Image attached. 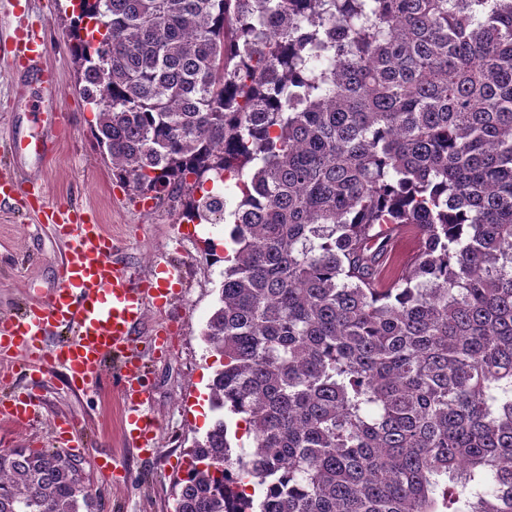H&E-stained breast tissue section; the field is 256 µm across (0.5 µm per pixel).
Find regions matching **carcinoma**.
<instances>
[{
  "label": "carcinoma",
  "instance_id": "cac0c4a2",
  "mask_svg": "<svg viewBox=\"0 0 512 512\" xmlns=\"http://www.w3.org/2000/svg\"><path fill=\"white\" fill-rule=\"evenodd\" d=\"M71 27L112 175L232 225L175 512H512V0H74ZM0 512L96 495L11 448Z\"/></svg>",
  "mask_w": 512,
  "mask_h": 512
}]
</instances>
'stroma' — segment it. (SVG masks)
<instances>
[{
	"label": "stroma",
	"instance_id": "35a3bbf8",
	"mask_svg": "<svg viewBox=\"0 0 512 512\" xmlns=\"http://www.w3.org/2000/svg\"><path fill=\"white\" fill-rule=\"evenodd\" d=\"M28 4L29 19L41 27L45 38V62L58 73V99L48 100L35 81L19 89L8 38L20 12L12 0H0V167L31 176L49 202L95 211L136 279L166 266L179 269L180 278L165 309L148 312L150 324L173 325L170 351L155 352L147 336L139 343L151 391L150 412L159 425L153 458L142 459L139 450L124 441L121 403L111 379L78 391L58 366L7 378L10 388L37 395L44 417L25 425L0 423V450L55 447L54 421H73L86 430L87 445L75 456L90 479L99 512H174L175 482L186 472L192 443L205 437L213 424L212 416L196 414L199 399L208 398L220 367L219 356L202 336L217 304L222 269L221 264L207 261L206 251L211 242L229 245L230 227L187 222L174 210L139 198L116 183L109 159L97 148L96 115L78 93L77 72L68 53L71 2L28 0ZM55 103L65 123L55 131L54 155L45 160L32 152L12 155L13 140L30 141L50 130L45 112ZM66 250L25 200L0 206V316L13 313L29 297L58 288L56 265ZM107 455L120 457L126 478L114 481L96 471L98 457Z\"/></svg>",
	"mask_w": 512,
	"mask_h": 512
}]
</instances>
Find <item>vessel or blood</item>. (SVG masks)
<instances>
[{"label": "vessel or blood", "mask_w": 512, "mask_h": 512, "mask_svg": "<svg viewBox=\"0 0 512 512\" xmlns=\"http://www.w3.org/2000/svg\"><path fill=\"white\" fill-rule=\"evenodd\" d=\"M45 42L41 35L23 31L13 40V61L18 81L36 77L50 98H57L58 84L44 65ZM27 198L41 223L67 243L68 250L56 267L61 283L47 299H31L22 310L0 318V375L10 364L29 369L61 366L69 384L81 389L111 372L122 402L121 427L132 446L153 455L155 421L146 406L150 393L143 382L144 367L138 344L151 326L146 306L164 307L174 268L136 280L116 260V248L104 226L82 208L49 203L12 172H0V203ZM71 330V337L57 347L47 346L55 329ZM151 333V332H150ZM42 404L32 394L0 397V420L14 425L40 418Z\"/></svg>", "instance_id": "b4317fda"}]
</instances>
